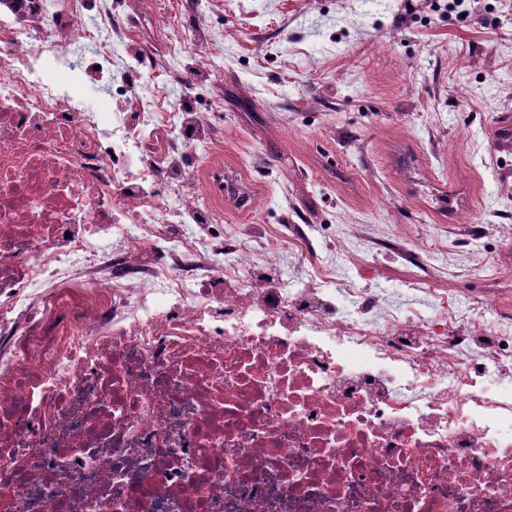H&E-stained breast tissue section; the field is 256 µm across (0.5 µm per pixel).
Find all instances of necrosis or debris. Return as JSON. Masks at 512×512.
Instances as JSON below:
<instances>
[{"label": "necrosis or debris", "mask_w": 512, "mask_h": 512, "mask_svg": "<svg viewBox=\"0 0 512 512\" xmlns=\"http://www.w3.org/2000/svg\"><path fill=\"white\" fill-rule=\"evenodd\" d=\"M182 2L186 36L154 0H0V512H512V315L339 302L351 236L209 235L224 130L166 109L213 54L150 99L129 66L208 30ZM90 59L123 111L74 95Z\"/></svg>", "instance_id": "necrosis-or-debris-1"}]
</instances>
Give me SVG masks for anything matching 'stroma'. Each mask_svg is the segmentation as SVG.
<instances>
[{
	"label": "stroma",
	"mask_w": 512,
	"mask_h": 512,
	"mask_svg": "<svg viewBox=\"0 0 512 512\" xmlns=\"http://www.w3.org/2000/svg\"><path fill=\"white\" fill-rule=\"evenodd\" d=\"M211 38L223 54L172 100L215 112L224 178H244L256 207L225 209L228 224H309L326 248L350 224L379 238L404 225V247L361 245L339 262L335 288H371L427 310L408 286L404 249L424 246L467 315L481 306L486 267L512 278V154L495 152L493 125L512 113V0H221ZM465 187L467 221L448 219L434 184Z\"/></svg>",
	"instance_id": "stroma-1"
}]
</instances>
